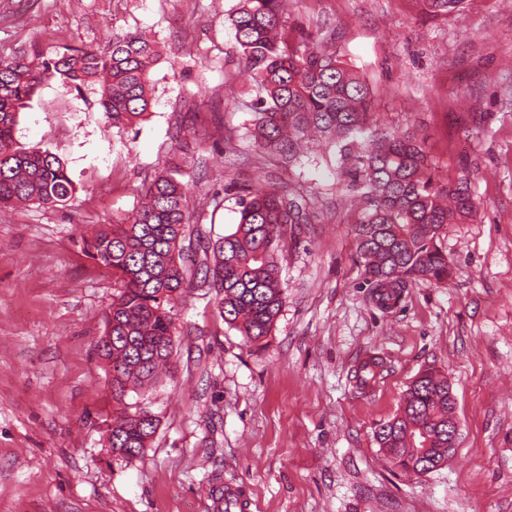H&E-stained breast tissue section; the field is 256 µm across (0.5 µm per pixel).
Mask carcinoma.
<instances>
[{
    "label": "carcinoma",
    "instance_id": "1",
    "mask_svg": "<svg viewBox=\"0 0 512 512\" xmlns=\"http://www.w3.org/2000/svg\"><path fill=\"white\" fill-rule=\"evenodd\" d=\"M434 15L462 8L463 0H423ZM285 0H240L231 17L236 45L258 94L253 143L286 163L298 159L301 141L315 131L346 148L367 133L347 187L363 202L354 228L364 282L375 306L398 305L413 282L447 281L448 256L438 240L448 224L473 217L470 179L441 185L428 173L423 144L409 133L375 132L368 85L336 55L304 41L291 44L281 30ZM161 57L155 42L132 33L112 34L109 52L71 49L54 58L35 49L0 60V205L15 201L64 207L76 185L64 162L39 148L16 145L19 111L35 89L58 80L66 89L96 88L112 126L144 119L151 106L149 72ZM177 171L160 172L144 187L142 204L123 224H101L83 239L91 259L112 268L116 295L105 317L112 348L97 349L112 370V448L126 461L143 454L157 426L129 414L128 392L155 381L174 354L175 299L190 287L183 245L190 211ZM239 221L212 240L196 235L203 283L216 291L224 324L250 342L270 335L284 303L278 254L289 224L311 223L312 207L300 193L281 188L238 195ZM374 437L389 461L406 472L437 470L448 447V379L428 370L406 390L403 405Z\"/></svg>",
    "mask_w": 512,
    "mask_h": 512
}]
</instances>
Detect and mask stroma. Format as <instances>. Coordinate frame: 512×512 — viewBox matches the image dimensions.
I'll return each instance as SVG.
<instances>
[{
	"mask_svg": "<svg viewBox=\"0 0 512 512\" xmlns=\"http://www.w3.org/2000/svg\"><path fill=\"white\" fill-rule=\"evenodd\" d=\"M239 0H0V59L32 49H109L113 32L162 48L151 108L107 122L93 87L52 82L15 137L62 159L65 207H0V512H215L231 484L251 512H512V0H288L289 42H325L369 85L376 128L425 142L439 184L469 175L477 214L442 231L451 273L376 308L356 252L340 149L300 162L255 151L256 97L229 17ZM184 127L188 151L172 134ZM179 168L188 237L238 222L240 187L309 198L316 217L278 256L285 302L252 344L192 277L175 315L174 373L127 403L159 421L144 456L108 447L113 406L96 344L112 270L84 238L133 210L146 179ZM380 365L368 386L357 372ZM427 369L450 379L453 457L425 475L392 466L374 438Z\"/></svg>",
	"mask_w": 512,
	"mask_h": 512,
	"instance_id": "stroma-1",
	"label": "stroma"
}]
</instances>
